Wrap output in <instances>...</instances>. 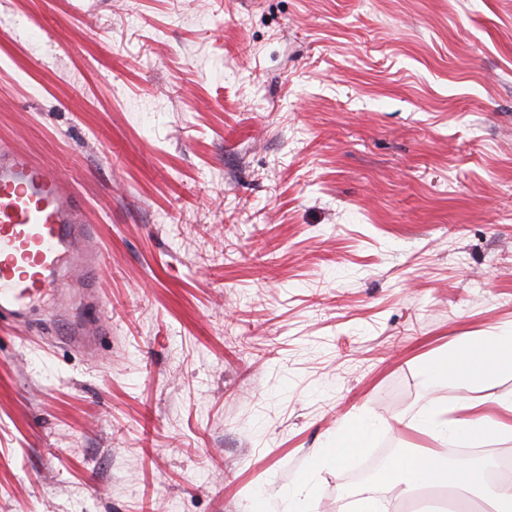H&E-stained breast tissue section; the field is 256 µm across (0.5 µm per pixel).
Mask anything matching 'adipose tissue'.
Instances as JSON below:
<instances>
[{
	"label": "adipose tissue",
	"mask_w": 512,
	"mask_h": 512,
	"mask_svg": "<svg viewBox=\"0 0 512 512\" xmlns=\"http://www.w3.org/2000/svg\"><path fill=\"white\" fill-rule=\"evenodd\" d=\"M506 368H512V329L484 338L459 337L448 354L425 363L423 372L429 388L448 384L461 390L462 396L452 408L427 400L417 414L420 431L458 447L511 438L512 397L488 398L481 394L489 379ZM490 403L495 404L496 414L485 412V405ZM381 424L379 416L366 411L345 418L336 429L335 441L314 458L313 468H335L364 451ZM381 485L404 493L425 487H452L466 500L484 502L492 512H512L511 482L489 483L477 465L448 461L433 449L396 460L384 470L379 483L355 492L351 512H382L377 493Z\"/></svg>",
	"instance_id": "1"
}]
</instances>
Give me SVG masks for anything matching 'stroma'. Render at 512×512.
I'll use <instances>...</instances> for the list:
<instances>
[{
  "mask_svg": "<svg viewBox=\"0 0 512 512\" xmlns=\"http://www.w3.org/2000/svg\"><path fill=\"white\" fill-rule=\"evenodd\" d=\"M1 140L83 196L109 336L0 330V512H339L512 327V0H0ZM383 421L364 411L345 418L336 429V440L313 459L311 469L337 468L350 456L368 447Z\"/></svg>",
  "mask_w": 512,
  "mask_h": 512,
  "instance_id": "stroma-1",
  "label": "stroma"
}]
</instances>
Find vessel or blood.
Segmentation results:
<instances>
[{
    "instance_id": "vessel-or-blood-1",
    "label": "vessel or blood",
    "mask_w": 512,
    "mask_h": 512,
    "mask_svg": "<svg viewBox=\"0 0 512 512\" xmlns=\"http://www.w3.org/2000/svg\"><path fill=\"white\" fill-rule=\"evenodd\" d=\"M95 231L81 198L53 166L1 143L0 325L29 323L36 302L51 296L68 345L97 350L106 329L90 315L99 306L95 280L104 263L91 246ZM74 266L82 278L65 283L64 271Z\"/></svg>"
}]
</instances>
